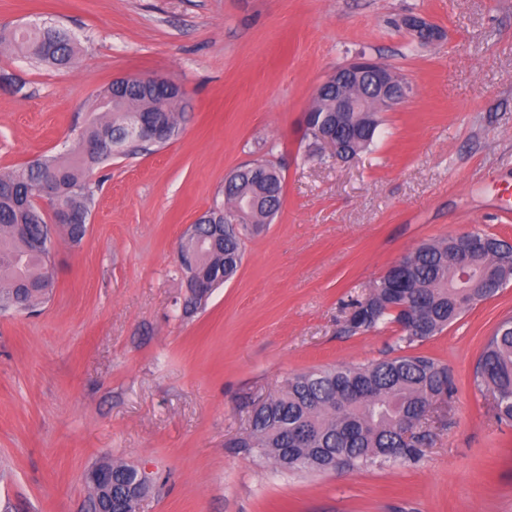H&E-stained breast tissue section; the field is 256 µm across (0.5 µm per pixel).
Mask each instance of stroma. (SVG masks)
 <instances>
[{"label": "stroma", "mask_w": 512, "mask_h": 512, "mask_svg": "<svg viewBox=\"0 0 512 512\" xmlns=\"http://www.w3.org/2000/svg\"><path fill=\"white\" fill-rule=\"evenodd\" d=\"M416 13L446 33L418 45ZM54 20L78 44L56 69L0 49V166L73 145L96 90L164 77L190 107L177 136L115 156L92 177L80 245L57 239V287L38 312H0V512H87L86 473L145 468L140 512H512V426L473 384L512 285L418 353L456 393L411 462L287 471L235 448L288 377L398 356L396 325L354 335L368 297L422 243L491 232L512 242V0H0V27ZM413 87L371 148L340 162L304 114L359 54ZM256 158L284 177L271 224L246 230L233 280L185 314L176 252Z\"/></svg>", "instance_id": "stroma-1"}]
</instances>
